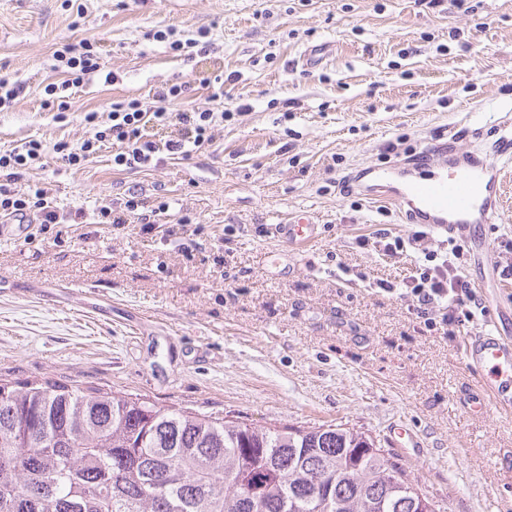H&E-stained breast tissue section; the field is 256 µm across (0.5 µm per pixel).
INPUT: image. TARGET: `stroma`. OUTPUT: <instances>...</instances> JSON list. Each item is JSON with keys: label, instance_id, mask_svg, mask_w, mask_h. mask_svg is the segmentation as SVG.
Listing matches in <instances>:
<instances>
[{"label": "stroma", "instance_id": "obj_1", "mask_svg": "<svg viewBox=\"0 0 512 512\" xmlns=\"http://www.w3.org/2000/svg\"><path fill=\"white\" fill-rule=\"evenodd\" d=\"M207 32L195 63L149 31ZM96 41L88 75L60 122L42 108L61 82L53 53ZM0 75L20 82L0 112V150L20 141L77 144L85 113L148 100L186 83L173 112H225L189 161L113 170L110 150L81 169L48 160L39 183L60 207L93 209L137 191L167 196L198 235L164 229L35 224L0 241V378H47L150 398L246 423L340 425L394 448L448 512H512V409L471 411L464 335L421 330L402 287L414 253L360 247L379 224L413 231L393 203L368 199L372 169L415 165L426 144L493 150L512 112V0H0ZM309 211L317 237L298 251L272 225ZM465 273L485 307L474 331L512 336V163L503 209L471 227ZM223 250V266L208 256ZM277 264H267V256ZM417 448L394 447L393 427Z\"/></svg>", "mask_w": 512, "mask_h": 512}]
</instances>
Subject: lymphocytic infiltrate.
<instances>
[{"label": "lymphocytic infiltrate", "mask_w": 512, "mask_h": 512, "mask_svg": "<svg viewBox=\"0 0 512 512\" xmlns=\"http://www.w3.org/2000/svg\"><path fill=\"white\" fill-rule=\"evenodd\" d=\"M55 56L67 75L61 83L45 86L43 105L62 113L66 110L65 91L79 86L85 76L98 72L99 57L91 41L80 42L78 47L63 46ZM186 91L185 84H165L156 87L152 98L154 108H145L137 99L114 103L106 118L89 112L85 121L93 134L81 144L73 146L65 142L54 144L66 166L79 168L102 150L112 152L114 169L141 172L157 167L163 156L187 159L213 142V131L222 123L225 115L209 109L193 112L169 111L171 102ZM175 127L177 133L164 145H157L150 137L153 127ZM46 148L42 141L28 140L10 150L0 151V217H36L42 224H80L92 218L97 224H136L147 232L155 225L166 223L170 205L167 201L151 202L138 193H130L124 201L106 202L99 205L92 215L83 209L61 212L49 189L33 184L27 190H17L16 184L27 171L40 164ZM425 232L416 231L403 237L389 230L378 229L372 235L359 237V245L377 244L389 256L406 253L413 248L422 251L415 271L403 288L404 296L412 300L411 312L427 330L444 337L455 336L473 323L479 309L476 293L471 282L462 273L457 260L464 254L462 245H455L450 256L441 257L424 249Z\"/></svg>", "instance_id": "obj_1"}]
</instances>
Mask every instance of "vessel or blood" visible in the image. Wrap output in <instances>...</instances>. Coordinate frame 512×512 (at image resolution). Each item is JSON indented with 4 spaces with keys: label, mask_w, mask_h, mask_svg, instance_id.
<instances>
[{
    "label": "vessel or blood",
    "mask_w": 512,
    "mask_h": 512,
    "mask_svg": "<svg viewBox=\"0 0 512 512\" xmlns=\"http://www.w3.org/2000/svg\"><path fill=\"white\" fill-rule=\"evenodd\" d=\"M425 154L437 159L441 175L407 182L400 194L392 196V203L414 223L435 231L491 223L499 201V158L486 154L466 161L449 160L436 145L428 147ZM315 230L313 221L304 214L272 227L275 235L297 250L310 245ZM465 352L481 391L499 407L511 408L512 336L468 337Z\"/></svg>",
    "instance_id": "b4317fda"
}]
</instances>
